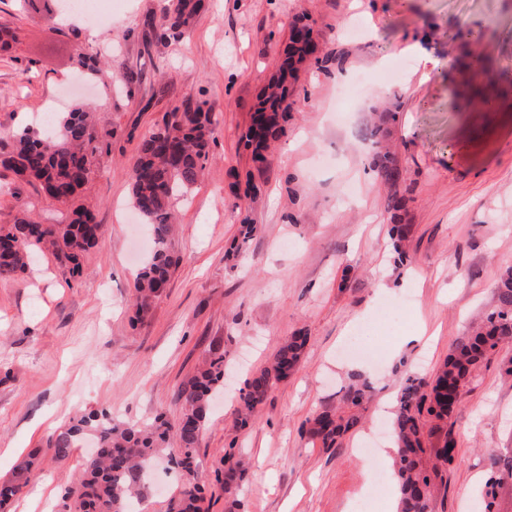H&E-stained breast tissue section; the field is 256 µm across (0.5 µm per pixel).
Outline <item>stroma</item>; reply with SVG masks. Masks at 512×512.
I'll return each mask as SVG.
<instances>
[{
    "label": "stroma",
    "mask_w": 512,
    "mask_h": 512,
    "mask_svg": "<svg viewBox=\"0 0 512 512\" xmlns=\"http://www.w3.org/2000/svg\"><path fill=\"white\" fill-rule=\"evenodd\" d=\"M168 3L105 0L110 21L93 39L55 0H0V25L18 32L0 51V140L60 98L80 51L101 53L120 76L99 74L88 93L60 98L63 112L93 103L108 145L74 202L0 168V225L23 216L65 224L79 204L105 230L81 275L39 253L25 273L0 279V482L29 456L39 460L8 512H59L79 474L92 435L58 461L45 449L49 434L101 410L122 424L159 414L177 421L178 386L216 352L227 375L198 448L209 512L226 510L214 471L228 450L250 460L238 491L244 512H354L387 464L362 457L360 444L388 418L403 378L432 374L491 307L512 266V0H204L182 39L146 43L144 18ZM300 16L318 56L337 63L302 69L287 130L260 169L241 136ZM462 27L483 39L460 46L450 35ZM421 50L431 72L418 65ZM474 53L492 62L491 75L465 64ZM189 95L213 105L217 142L204 179L174 203L180 261L140 314L134 280L153 243L125 219L132 165L141 138ZM387 111L406 172L399 216L410 227L409 259L400 267L390 190L369 169L363 136L373 113ZM249 179L261 187L257 198L245 194ZM244 210L257 226L248 240ZM419 326L424 341L402 344ZM299 331L307 344L297 370L237 427L245 379ZM510 357L512 343L487 355L448 420L457 455L433 512H470L492 478L500 481L492 512H512V480L500 478L498 463L512 451V381L502 372ZM355 370L370 377L372 396L339 446L322 448L301 427L336 404ZM183 483L156 464L133 512H165Z\"/></svg>",
    "instance_id": "35a3bbf8"
}]
</instances>
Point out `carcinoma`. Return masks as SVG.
<instances>
[{
  "mask_svg": "<svg viewBox=\"0 0 512 512\" xmlns=\"http://www.w3.org/2000/svg\"><path fill=\"white\" fill-rule=\"evenodd\" d=\"M202 8L201 0H172L160 22L144 21L145 36L155 43L181 38ZM308 29L303 19L293 22L286 57L270 92L259 100L255 116L245 133V145L254 147L252 160L265 164L270 141L284 132L281 122L290 112L293 81L309 59L306 44L297 31ZM213 105L206 100L186 97L182 104L162 115L155 129L144 137L132 167L133 207L150 227L153 251L137 276L138 311H146L166 288L177 258L171 246L173 200L183 197L204 175L215 142ZM394 114L385 112L366 127L365 139L372 144L368 166L382 183L392 189L390 208L398 212L403 198L397 188L405 181L392 146L388 125ZM104 145L98 140L92 113L78 106L55 114L53 132L32 135L28 131L0 141V166L24 180H36L49 197L71 199L90 179L96 155ZM394 263L406 259L403 242L408 229L404 224L391 227ZM104 234L93 213L78 207L66 224H35L20 219L0 225V278H12L28 266L31 249L50 251L72 275L82 273L81 258ZM512 341V267L506 269L494 287L490 311L462 337L447 358L429 378L409 375L404 379L388 419L395 450L393 469L398 477L400 512H431L441 467L456 457L457 440L447 432L437 448L430 447L440 423L448 420L462 401L464 389L486 355ZM306 345L300 333L288 337L272 360L244 382L238 397V424L248 425L278 383L299 366ZM224 384V354L214 353L177 390L181 413L175 423L157 417L151 423L120 425L105 411L90 412L54 431L46 440L57 460L69 457L81 435H96V452L84 459L77 485L66 493L68 512H129L131 498L141 494L153 462L165 461L170 468L190 476L178 495L171 498L168 512H204V489L191 476L198 467L197 451L210 414V396ZM341 404L320 408L308 421L311 437L326 449L338 446L348 430L356 426L364 402L370 399L371 385L360 373H353L341 389ZM224 469L215 471V480L224 494L234 499L245 462L235 455H224ZM33 462L27 461L13 477L0 483V508L7 506L27 485Z\"/></svg>",
  "mask_w": 512,
  "mask_h": 512,
  "instance_id": "obj_1",
  "label": "carcinoma"
}]
</instances>
